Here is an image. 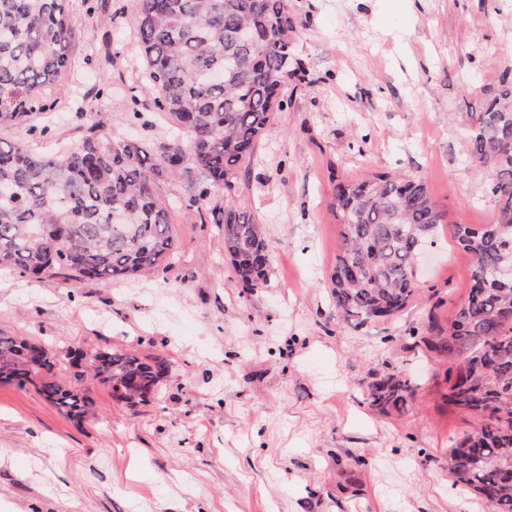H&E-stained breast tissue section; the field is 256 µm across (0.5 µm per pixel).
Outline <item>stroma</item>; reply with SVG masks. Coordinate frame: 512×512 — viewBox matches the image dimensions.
Wrapping results in <instances>:
<instances>
[{"label":"stroma","mask_w":512,"mask_h":512,"mask_svg":"<svg viewBox=\"0 0 512 512\" xmlns=\"http://www.w3.org/2000/svg\"><path fill=\"white\" fill-rule=\"evenodd\" d=\"M69 0L72 68L44 91L52 111L0 124L40 150L75 144L91 123L75 101L103 91L113 136L172 139L151 111L135 0ZM305 72L284 90L236 181L264 224L271 273L242 288L209 210L190 207L198 177L163 176L175 254L166 268L109 285L0 271V336L65 355H159L169 371L150 402L116 404L91 377L93 412L75 423L33 386L0 383V512H491L455 485L448 439L472 421L448 408L446 363L422 339L467 297L473 260L456 224L498 206L467 157L466 123L512 73V0H288ZM143 122L130 119L133 110ZM47 128L46 137L34 132ZM421 178L445 214L425 250L413 304L389 320H344L330 297L340 226L331 178ZM414 382L402 412L370 407L386 372Z\"/></svg>","instance_id":"stroma-1"}]
</instances>
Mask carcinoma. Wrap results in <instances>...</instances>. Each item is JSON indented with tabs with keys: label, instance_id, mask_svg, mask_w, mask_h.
I'll use <instances>...</instances> for the list:
<instances>
[{
	"label": "carcinoma",
	"instance_id": "cac0c4a2",
	"mask_svg": "<svg viewBox=\"0 0 512 512\" xmlns=\"http://www.w3.org/2000/svg\"><path fill=\"white\" fill-rule=\"evenodd\" d=\"M69 0H0V123L48 112L41 89L71 63L76 33ZM136 39L153 108L167 114L181 143L114 138L103 113L75 145L39 151L0 138V266L24 275L68 274L112 283L171 261L174 237L155 177L195 171L201 177L191 207L211 206L224 251L242 287L267 280L272 247L263 225L236 203L237 170L288 105L282 89L299 78L291 42H253L258 27L292 33L287 0H136ZM469 158L491 168L489 191L499 207L491 221L456 224L453 236L473 259L465 301L448 323L427 325L426 347L448 357L446 405L475 423L453 438L448 472L496 512H512V283L493 277L512 267V78L475 113L467 133ZM330 208L341 233L330 273V295L345 319L395 317L414 300L417 255L444 214L420 178L372 172L336 180ZM123 209V224L112 211ZM87 357L72 356L78 365ZM89 364L117 403L133 407L153 396L168 372L160 356L103 350ZM43 345L0 336V382L34 385L51 406L80 423L93 399L57 375ZM412 380L391 373L368 386L380 414L402 410Z\"/></svg>",
	"mask_w": 512,
	"mask_h": 512
}]
</instances>
